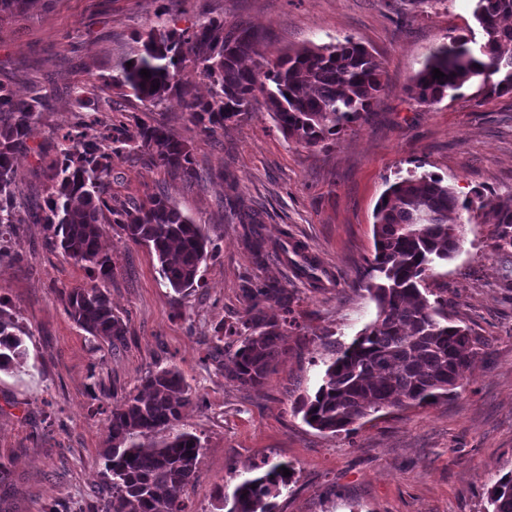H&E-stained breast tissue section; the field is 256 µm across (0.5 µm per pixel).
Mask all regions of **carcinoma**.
<instances>
[{
    "label": "carcinoma",
    "instance_id": "1",
    "mask_svg": "<svg viewBox=\"0 0 512 512\" xmlns=\"http://www.w3.org/2000/svg\"><path fill=\"white\" fill-rule=\"evenodd\" d=\"M482 32L476 43L455 36L435 49L409 86L411 97L432 105L455 97L468 86L486 93H512V0H471ZM162 9L158 23L140 37V52L121 64L112 86L130 89L147 107L178 96L201 132L214 137L225 123L248 114L261 94L277 128L289 140L314 147L336 137L369 114L383 90L382 67L360 42L304 46L272 63L245 64L259 34L241 23L224 31V19L206 17L191 29L168 28ZM195 68L208 85L201 98L180 81L186 66ZM439 69L445 77L437 79ZM150 71L144 78L141 70ZM73 90L75 103L87 109L79 121L57 136L48 163L50 185L44 203L30 210L34 224L47 231L45 246L82 265L97 277L112 274V257L103 247L104 225H118L136 243L149 248L160 264L163 283L178 294L204 287L199 275L212 256L213 241L201 225L184 215L165 194L141 201L112 196V155L138 152L146 165L178 174L192 186L200 180L188 142L177 138L164 118L135 119L133 129L114 128L99 106ZM47 94L32 87L16 94L0 80V264L11 261L10 243L21 220L17 215L19 186L16 160L45 148L29 146L35 118L47 106ZM239 223L247 226L244 245L261 265L273 254L287 259L296 275L313 288L321 286L322 270L301 245L271 244L257 230L260 216L228 198ZM494 213L498 232L495 250L512 256V203L494 202L480 193L459 200L443 179L413 174L392 184L374 213L375 254L367 275H379L368 286L376 317L353 341L338 350L314 395L297 402L311 427L328 432L349 430L370 411L404 404H429L461 386L463 373L476 354L472 331L448 317V300L427 287L429 272L452 258L461 247L465 224L474 212ZM467 221H461L462 213ZM246 317L218 328L214 351L236 345L225 376L243 387L262 384L278 358L281 326H298L294 294L271 282L243 289ZM66 313L98 343L117 351L127 344V324L112 310L107 289L95 283L62 294ZM284 313L283 324L270 321L266 304ZM16 314L0 302V371H16L27 356ZM205 403L174 365L149 370L137 392L129 393L110 415L112 445L99 458L104 481L95 490L99 512H187L185 490L196 475L200 438L180 427L183 409ZM291 477L275 465L242 481L232 496L216 491L227 512H273L272 499ZM490 512H512V471L487 490Z\"/></svg>",
    "mask_w": 512,
    "mask_h": 512
}]
</instances>
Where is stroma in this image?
<instances>
[{"label": "stroma", "instance_id": "stroma-1", "mask_svg": "<svg viewBox=\"0 0 512 512\" xmlns=\"http://www.w3.org/2000/svg\"><path fill=\"white\" fill-rule=\"evenodd\" d=\"M162 0H34L0 17V75L21 95L40 85L50 110L33 126L32 147L76 122L71 92L85 86L107 120L131 123L142 103L103 79L141 48ZM170 27L202 12L242 22L261 34L260 62L304 46L352 39L381 62L384 89L366 120L336 139L306 148L286 141L264 104L227 123L217 136L194 125L177 97L162 111L188 140L201 174L187 185L135 153L112 159V193L136 200L165 192L204 227L217 249L201 266L204 288L188 296L165 287L155 255L118 225L105 227L113 272L105 286L128 323L127 345L97 347L66 314L62 290L91 285L88 271L43 248V225L25 222L11 242L15 261L0 265V303L25 328L27 358L0 372V466L9 475L14 512H93L102 481L95 461L110 444L109 416L153 366L176 365L205 398L182 422L203 445L188 487L190 512H219L213 493L234 489L252 466L287 464L294 476L275 512H484L486 491L512 471V290L495 251V226L467 225L460 251L434 268L448 313L483 344L456 392L427 405L369 413L336 434L307 425L297 400L313 393L335 356L375 318L365 288L373 257V212L388 186L408 174H435L460 197L474 191L512 201V93L484 97L466 87L423 105L407 87L430 53L475 28L470 0H171ZM235 178L241 202L260 213L269 240L305 245L324 271L313 289L290 264L256 265L243 227L222 205L220 172ZM46 165L20 155V216L42 203ZM270 280L294 292L297 327L265 383L243 387L224 376L227 356L213 353L221 323L245 314L243 290Z\"/></svg>", "mask_w": 512, "mask_h": 512}]
</instances>
